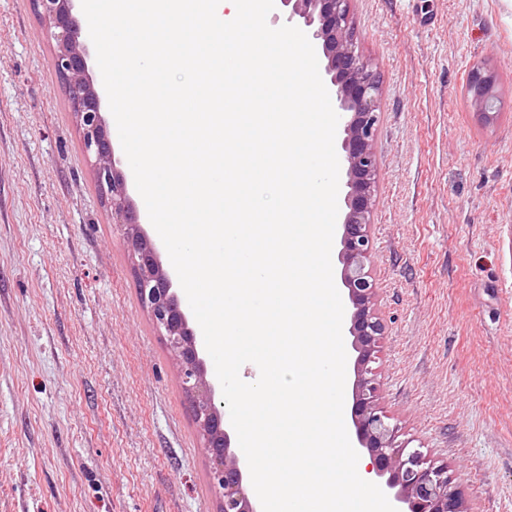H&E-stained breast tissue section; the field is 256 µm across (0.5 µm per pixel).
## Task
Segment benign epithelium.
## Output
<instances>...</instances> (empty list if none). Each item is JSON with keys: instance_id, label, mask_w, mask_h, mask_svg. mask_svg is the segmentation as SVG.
Listing matches in <instances>:
<instances>
[{"instance_id": "1", "label": "benign epithelium", "mask_w": 512, "mask_h": 512, "mask_svg": "<svg viewBox=\"0 0 512 512\" xmlns=\"http://www.w3.org/2000/svg\"><path fill=\"white\" fill-rule=\"evenodd\" d=\"M79 0H33L55 41V67L64 77L102 199L112 223L124 228L135 259L139 299L180 366L200 438L214 464L213 478L222 497L221 512H259L249 491L245 462L232 448L224 405L216 404L218 383L208 376L202 346L190 326L176 275L161 262L130 195L122 161L116 157L105 118L104 85L91 75L94 45L77 17ZM286 21L301 28L318 51L322 79L332 86L339 116V167L342 177L341 282L347 290L346 315L354 363L351 424L361 454L368 455L383 491L397 512H463L447 470L426 460L419 448L397 442L396 429L376 405L378 383L372 363L383 324L374 310L376 288L370 275L372 243L369 215L376 159L373 139L380 112V80L361 59L349 18L350 0H278ZM494 75L476 68L466 85L471 105L497 110L490 93Z\"/></svg>"}]
</instances>
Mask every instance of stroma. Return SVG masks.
I'll return each instance as SVG.
<instances>
[{"label": "stroma", "instance_id": "1", "mask_svg": "<svg viewBox=\"0 0 512 512\" xmlns=\"http://www.w3.org/2000/svg\"><path fill=\"white\" fill-rule=\"evenodd\" d=\"M350 18L381 81L377 405L464 512H512V0ZM54 57L32 0H0V512H220ZM477 66L489 123L464 95Z\"/></svg>", "mask_w": 512, "mask_h": 512}]
</instances>
